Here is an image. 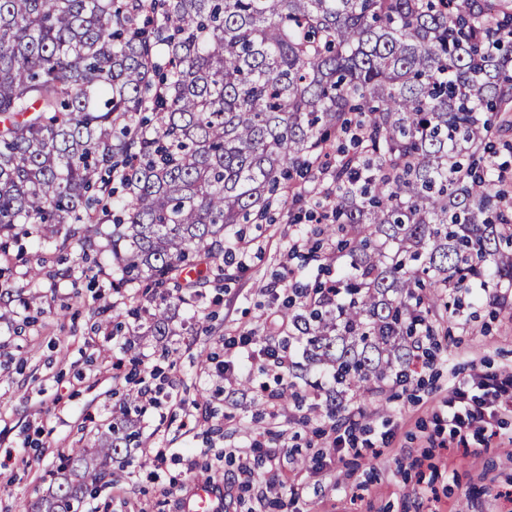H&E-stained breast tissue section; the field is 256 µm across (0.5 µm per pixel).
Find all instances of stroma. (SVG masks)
<instances>
[{
  "mask_svg": "<svg viewBox=\"0 0 512 512\" xmlns=\"http://www.w3.org/2000/svg\"><path fill=\"white\" fill-rule=\"evenodd\" d=\"M312 228L297 208L278 212L275 223L247 224L252 240L246 269L226 265L224 285L207 283L198 297L168 300V333L152 335L148 313L158 299L142 288L111 286L112 267L101 256L95 275L63 277L79 263V250L23 239L22 253H0V290L11 297L9 321L0 320V512L46 494L62 455L89 447L112 420L127 383L112 360L146 358L157 369L152 386L159 408L132 416L140 447L109 463L111 482L85 497L86 512H182L195 481L222 482L235 471L233 457L254 434L264 452L252 458L248 480L224 484L229 512H512V412L501 413L498 435L450 447L445 402L454 384L477 372L512 373V318L458 292L462 315L447 334L435 336V362L404 386L375 384L349 395L364 411L354 432L356 451H336L329 416L311 384L324 369L304 370L299 405L269 413L259 368L244 371L233 393L219 374L224 340L252 331L260 345L289 344L302 361L303 343L283 328L286 297L281 278L292 268L303 285L335 278L344 260L329 267L307 262L296 237ZM42 259L48 276L31 281L28 270ZM108 309L122 328L110 334L95 313ZM389 434L381 445V434ZM172 449L163 470L145 465L146 451ZM141 462L130 476L129 462ZM303 487L300 500L291 488Z\"/></svg>",
  "mask_w": 512,
  "mask_h": 512,
  "instance_id": "obj_1",
  "label": "stroma"
}]
</instances>
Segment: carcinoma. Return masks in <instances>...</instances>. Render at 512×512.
<instances>
[{
    "label": "carcinoma",
    "instance_id": "obj_1",
    "mask_svg": "<svg viewBox=\"0 0 512 512\" xmlns=\"http://www.w3.org/2000/svg\"><path fill=\"white\" fill-rule=\"evenodd\" d=\"M509 132L512 0H0V245L62 233L179 301L328 158L312 253L341 236L345 300L291 321L332 414L456 317L452 292L512 288V208L478 162ZM138 402L25 512H75L138 445Z\"/></svg>",
    "mask_w": 512,
    "mask_h": 512
}]
</instances>
